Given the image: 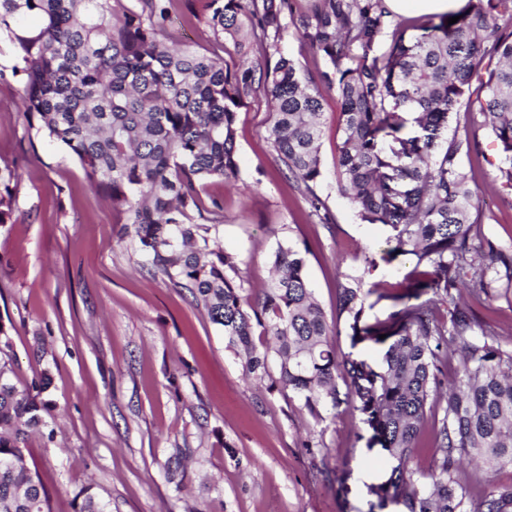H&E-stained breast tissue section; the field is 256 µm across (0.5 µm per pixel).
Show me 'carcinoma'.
I'll list each match as a JSON object with an SVG mask.
<instances>
[{
  "mask_svg": "<svg viewBox=\"0 0 512 512\" xmlns=\"http://www.w3.org/2000/svg\"><path fill=\"white\" fill-rule=\"evenodd\" d=\"M286 2L206 0V25L240 48L232 70L214 51L168 42L171 0H0V32L24 76L23 113L78 158L124 233L138 240L145 266L190 293L227 347L245 353L246 372L268 381L271 392L300 398L317 422L320 408L352 404L373 431L368 449L380 446L392 462L386 480L369 486L379 501L405 512H470L460 462L512 465V348H502L491 325L475 322L463 293L490 299L500 280L512 283V256L473 245L478 203L460 163L463 141L441 134L466 102L490 127L496 169L512 187V0H470L454 24L446 14L437 23L393 26L385 0H313L292 19L326 61L321 81L336 85L342 102L339 191L362 222L391 228L388 253L413 256L424 276L415 287L432 290L422 303L379 294L393 300L392 311L370 323L365 305L376 289L340 285L336 308L351 344L385 346L375 367L351 353L336 355L334 327L305 278V253L278 248L276 277L253 301L228 276L234 257L209 236L223 206H205L199 183L236 178V116L255 85L273 103L268 138L282 173L330 222L315 192L321 96L277 46ZM30 14L39 28L18 30ZM389 28L390 48L379 54ZM475 81L485 94L473 95ZM11 179L0 174L1 227L13 213ZM457 342L459 377L446 385L441 349ZM9 348L0 322V512H52L20 453L49 426V377L44 372L19 389L9 377ZM433 396L442 406L439 457L422 486L412 462ZM76 498L75 512H110L89 487ZM484 505V512H512V487L491 492Z\"/></svg>",
  "mask_w": 512,
  "mask_h": 512,
  "instance_id": "carcinoma-1",
  "label": "carcinoma"
}]
</instances>
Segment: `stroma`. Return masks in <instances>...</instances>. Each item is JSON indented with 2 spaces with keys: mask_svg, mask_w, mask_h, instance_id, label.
I'll return each instance as SVG.
<instances>
[{
  "mask_svg": "<svg viewBox=\"0 0 512 512\" xmlns=\"http://www.w3.org/2000/svg\"><path fill=\"white\" fill-rule=\"evenodd\" d=\"M204 0H173L168 30L183 44L212 47ZM281 51L322 97L315 191L331 223L278 170L268 139L270 98L256 87L238 112L234 184L208 179L203 201L219 200L215 238L237 264L233 276L257 295L272 279L278 246L306 249L305 276L329 322L339 354L377 363L381 348L352 344L338 324L342 283L381 291L415 285L411 256L387 258L390 229L364 224L338 190L340 98L320 83L323 60L287 28ZM13 44L0 37V169L15 201L0 228V321L12 344V379L29 384L47 371L49 432L24 453L51 497L52 512H74L85 487L111 512H402L369 487L390 469L372 449L371 429L347 403L315 421L298 398L272 393L248 375L241 354L192 303L187 290L144 268L135 238L94 190L77 158L30 128L17 103L24 89ZM454 126L480 143L461 163L479 198L481 244L512 250V188L496 178V144L478 113L458 109ZM477 322L512 336V284L492 299L468 298Z\"/></svg>",
  "mask_w": 512,
  "mask_h": 512,
  "instance_id": "obj_1",
  "label": "stroma"
}]
</instances>
